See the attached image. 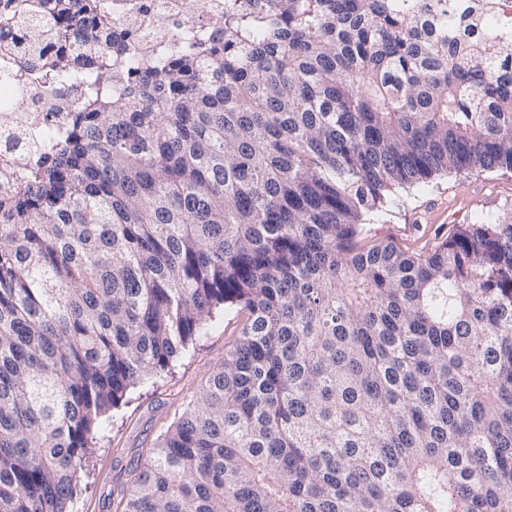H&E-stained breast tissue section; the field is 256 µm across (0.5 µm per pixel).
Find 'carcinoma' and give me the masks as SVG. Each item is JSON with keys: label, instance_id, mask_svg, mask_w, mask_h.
Returning a JSON list of instances; mask_svg holds the SVG:
<instances>
[{"label": "carcinoma", "instance_id": "1", "mask_svg": "<svg viewBox=\"0 0 512 512\" xmlns=\"http://www.w3.org/2000/svg\"><path fill=\"white\" fill-rule=\"evenodd\" d=\"M77 97L0 159V512H72L95 432L216 310L224 364L122 512H512V220L358 243L399 188L512 172V14L224 0L112 47L114 0H0Z\"/></svg>", "mask_w": 512, "mask_h": 512}]
</instances>
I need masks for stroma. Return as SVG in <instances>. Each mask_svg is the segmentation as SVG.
<instances>
[{
    "mask_svg": "<svg viewBox=\"0 0 512 512\" xmlns=\"http://www.w3.org/2000/svg\"><path fill=\"white\" fill-rule=\"evenodd\" d=\"M506 217L512 218V173L453 172L393 192L363 225L362 236L371 244L389 241L405 252L424 254L458 225ZM243 321V314L216 312L171 371L137 385L112 410L97 435L89 470L77 482L73 512H121L154 442L223 365Z\"/></svg>",
    "mask_w": 512,
    "mask_h": 512,
    "instance_id": "obj_1",
    "label": "stroma"
}]
</instances>
